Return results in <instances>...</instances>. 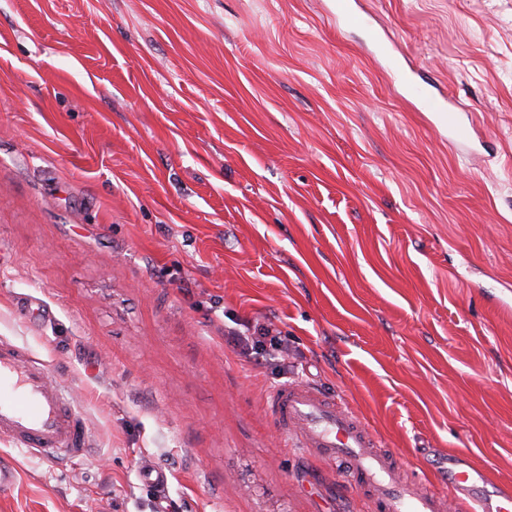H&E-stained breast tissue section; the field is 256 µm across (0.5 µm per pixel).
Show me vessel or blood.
Wrapping results in <instances>:
<instances>
[{"label": "vessel or blood", "mask_w": 512, "mask_h": 512, "mask_svg": "<svg viewBox=\"0 0 512 512\" xmlns=\"http://www.w3.org/2000/svg\"><path fill=\"white\" fill-rule=\"evenodd\" d=\"M403 90L431 111L449 141L469 138L468 126L445 97L410 81ZM268 410L292 446L347 474L372 512H449L453 506L461 512H512V487L491 484L459 455L449 462L445 487L429 486L423 474L404 469L360 416L315 386L281 387ZM0 438L50 461L85 453L83 425L68 393L52 381L45 362L5 338L0 339Z\"/></svg>", "instance_id": "obj_1"}]
</instances>
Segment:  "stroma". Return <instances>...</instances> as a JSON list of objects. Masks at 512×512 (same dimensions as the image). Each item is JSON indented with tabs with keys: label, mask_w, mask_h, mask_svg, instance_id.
<instances>
[{
	"label": "stroma",
	"mask_w": 512,
	"mask_h": 512,
	"mask_svg": "<svg viewBox=\"0 0 512 512\" xmlns=\"http://www.w3.org/2000/svg\"><path fill=\"white\" fill-rule=\"evenodd\" d=\"M357 9L471 145L328 0H0V338L87 446L0 438V512H371L278 435L298 380L435 484L446 451L512 485V0ZM402 90L432 112L435 125L448 141H463L470 137L468 126L460 120L459 113L447 104L445 97H437L430 90L410 81H406ZM269 332L264 330V332H260L259 336H244L240 339L243 345L251 350L252 354L261 355V357H265L266 355H270L274 351H279L282 349V341L274 336H271L269 340V349L266 346V341L264 339L268 338Z\"/></svg>",
	"instance_id": "1"
}]
</instances>
